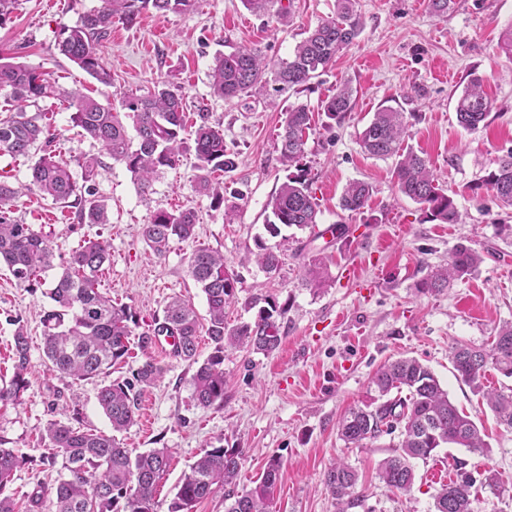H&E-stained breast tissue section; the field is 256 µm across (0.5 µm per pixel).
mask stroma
<instances>
[{
	"instance_id": "obj_1",
	"label": "stroma",
	"mask_w": 512,
	"mask_h": 512,
	"mask_svg": "<svg viewBox=\"0 0 512 512\" xmlns=\"http://www.w3.org/2000/svg\"><path fill=\"white\" fill-rule=\"evenodd\" d=\"M334 3L293 0L284 23L271 14L253 13L243 0H199L187 13L160 17L147 12L131 25L114 22L97 46L101 63L112 74L111 84L104 85L57 48L61 26L79 23L98 0H20L11 21L0 26V56L35 67L117 110L127 98L163 82L183 95L187 125L198 122L203 112L221 123L237 167L214 178L223 182L237 215L225 223L223 210L198 192L189 151L179 166L154 182L146 198L124 164L107 161L96 196L109 208V223H79L73 209L35 189L19 200L13 217L47 235L60 262L84 240L108 241L111 257L100 286L131 305L143 326L162 316L175 295L206 316L205 295L188 273V258L201 245L222 252L241 279L237 301L227 310L230 323L252 319L245 303L256 294L273 295L287 308L275 352H225L227 384L218 407H198L189 383L192 367L152 348L150 356L165 369L139 401L149 408L152 423L136 424L119 439L138 452L171 448L169 469L156 488L159 512H167L189 464L217 443L244 451L235 485L239 492L253 487L270 456L280 458L275 512H338L323 477L339 460L360 474L365 499L352 512H432L435 494L456 478L459 461L475 477L495 470L509 490L503 497L479 492L477 512H512V431L455 377L449 360L451 346H489L495 326L512 322V207L483 184L498 158L512 149V56L501 49L502 33L512 24V0H456L444 19L431 13L428 0H358L364 21L360 36L307 89L284 88L271 79L255 97L221 100L212 95L209 71L217 54L255 47L268 59L288 58L309 29L333 16ZM473 74L482 77L491 108L484 124L470 132L459 126L455 104ZM344 82L354 90L353 109L329 133L323 128L322 105ZM299 104L313 117L303 162L319 204L318 225L285 227L271 237L265 230L268 203L287 174L276 136L289 107ZM383 104L410 113L404 144L428 161L464 223L425 221L420 205L394 184L396 158H376L362 150L360 135ZM40 107L50 116L56 149L64 158L93 153L72 126L65 104L46 99ZM353 180L372 187L359 213L340 206L343 189ZM185 206L198 216L195 238L172 241L165 254L155 255L141 239L143 224L154 210ZM332 224L351 228V236H323V228ZM259 237L284 255L276 277L247 259ZM461 244L482 253L477 270L454 282L447 294L419 293L417 285L429 269L446 263ZM321 253L332 257L326 283L316 291L302 287V263ZM54 277V271H47L41 285L23 288L0 266V385L13 374L16 324H23L30 338L27 388L18 402L0 404V437L26 458L7 487L21 505L38 484H54L61 471L49 460L41 438L48 422L111 430L96 398L100 383L74 386L56 378L43 354L42 317L51 306L44 285ZM400 357L429 366L457 407L482 424L490 445L484 453L443 448L417 462L407 498L377 476L379 462L398 443L399 433L350 448L336 428L349 406L368 400L376 370Z\"/></svg>"
}]
</instances>
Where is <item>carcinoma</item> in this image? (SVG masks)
I'll use <instances>...</instances> for the list:
<instances>
[{
	"instance_id": "obj_1",
	"label": "carcinoma",
	"mask_w": 512,
	"mask_h": 512,
	"mask_svg": "<svg viewBox=\"0 0 512 512\" xmlns=\"http://www.w3.org/2000/svg\"><path fill=\"white\" fill-rule=\"evenodd\" d=\"M198 0H99L75 26L61 29L58 49L78 68L97 81L110 83V74L102 66L96 46L117 18L132 24L148 11L159 16L184 13L196 7ZM357 0H336L334 16L308 31L288 60L275 70L277 81L288 87L305 86L324 72L336 56L347 49L362 31ZM269 62L257 49L239 48L214 58L210 71L212 93L222 99L240 98L261 92ZM7 89L18 103L13 110L0 112V158L17 162L29 158L38 146L42 155L28 167L29 184L42 196L75 209L81 224H107V205L95 198L94 185L103 166L101 156L125 165L139 193L148 197L153 184L168 169L181 162L186 136L194 143L196 162L194 181L200 191L211 196L215 206H224V222L232 223L236 205H224V187L212 180L216 172L236 167L235 152L224 143V129L201 116L194 130L186 132L184 103L180 94L166 84H158L143 96L129 98L118 112L77 89H66L24 63L0 61V90ZM353 89L345 82L323 104L327 131L341 123L352 110ZM57 99L72 110V125L80 136L98 147V153L75 159L80 175L70 161L52 149L56 134L46 123V113L37 109L44 99ZM34 106L36 110L27 111ZM490 102L485 96L483 79L473 77L456 102V118L467 131L477 130L486 120ZM408 127L405 113L381 107L373 114L361 136L365 152L375 157L395 154L399 159L393 171L397 190L422 206L427 220L440 224L463 223L454 199L439 186L426 160L413 149L399 153ZM311 130V116L305 105L291 107L278 134L280 158L290 173L269 202L272 220L265 225L273 237L281 227L310 228L318 224L319 205L312 182L303 164L305 146ZM487 189L503 204L512 206V150L501 156L497 168L484 179ZM372 187L352 181L345 187L340 205L360 211L367 205ZM21 198V187L0 176V263L7 265L19 286L28 287L39 274L54 268L56 258L50 239L29 224L12 217ZM197 215L192 208L177 211L157 209L142 227L145 245L157 255L164 254L171 241L193 237ZM256 265L269 275L283 266L281 253L256 239L253 252ZM110 260V246L101 239H88L73 250L60 275L47 289L53 307L43 316L44 355L55 376L73 384L92 381L124 362L130 352V336L139 327L137 313L125 303L103 293L99 275ZM482 261L479 253L465 245L457 246L445 265L431 269L420 280L417 290L433 296L463 280ZM190 277L205 294L208 319L206 335L212 352L199 360L200 322L192 305L174 296L166 303L163 316L154 319L138 335V347L146 360L131 380H114L101 386L97 401L109 420L112 434L85 431L71 424L52 421L43 428L44 440L51 450L50 459L62 456L66 476L53 487L38 485L28 496L26 510L20 511L11 496L4 494L14 472L24 462L23 455L7 448L0 438V512H158L155 493L168 466L171 449L151 448L133 453L117 435L137 421L140 391L151 387L164 375L149 351L155 337L175 340L172 356L196 366L190 384L197 406L209 408L224 404V352L246 349L268 355L282 341L286 309L270 294H257L247 307L257 309L251 321L229 325L225 308L236 299L239 275L230 270L224 255L206 246L197 247L188 262ZM323 258L314 256L305 265L301 285L318 289L325 280ZM13 377L0 388V403L15 402L27 386L30 369V344L23 325L15 329L12 345ZM451 360L456 377L469 386L495 414L500 424L512 429V387L489 389L485 372L498 371L512 378V322L494 330L490 349L464 344L452 347ZM377 397L356 405L339 420L340 439L356 446L378 438L382 433L400 429L401 440L382 460L378 478L387 487L410 494L416 481L415 464L425 461L445 447L483 452L488 444L475 422L454 404L435 373L414 357H402L383 365L371 380ZM407 392L405 398L398 394ZM242 450L222 445L204 449L176 485L168 512H194L200 502L234 484ZM282 464L271 456L254 488L224 495L225 512H273L274 489ZM324 483L339 505L340 512L361 504L359 476L349 464L338 461L324 474ZM473 481L462 476L448 483L434 496L433 512H475Z\"/></svg>"
}]
</instances>
